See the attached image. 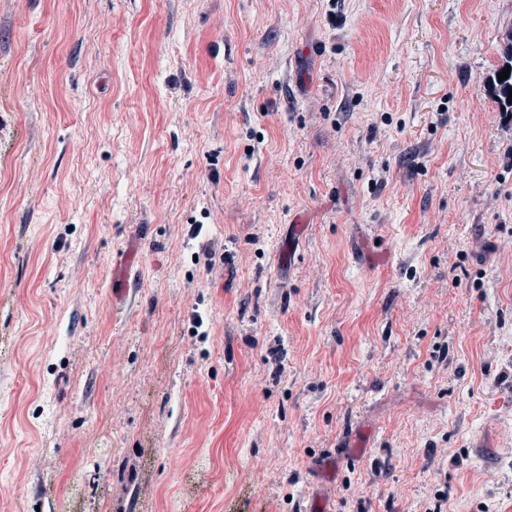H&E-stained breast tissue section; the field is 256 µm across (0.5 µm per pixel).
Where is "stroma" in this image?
<instances>
[{
  "instance_id": "stroma-1",
  "label": "stroma",
  "mask_w": 512,
  "mask_h": 512,
  "mask_svg": "<svg viewBox=\"0 0 512 512\" xmlns=\"http://www.w3.org/2000/svg\"><path fill=\"white\" fill-rule=\"evenodd\" d=\"M511 31L0 0V512H512ZM141 259L142 252L134 242L127 243L125 248L117 253L112 276L113 305L121 303L125 299L130 286L128 275H131L133 266L139 264Z\"/></svg>"
}]
</instances>
